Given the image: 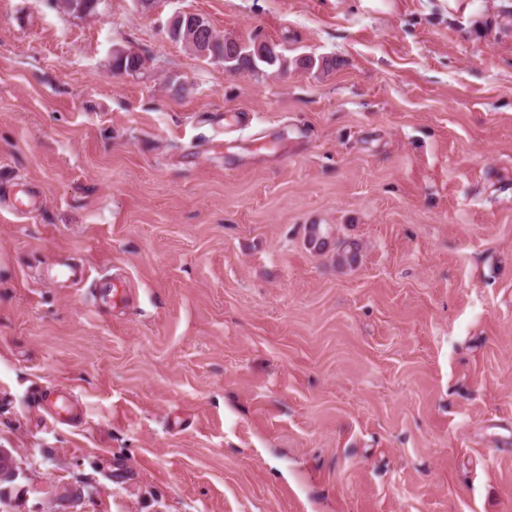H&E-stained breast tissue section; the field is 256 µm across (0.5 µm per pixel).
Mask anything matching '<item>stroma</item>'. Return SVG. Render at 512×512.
I'll return each instance as SVG.
<instances>
[{"instance_id":"1","label":"stroma","mask_w":512,"mask_h":512,"mask_svg":"<svg viewBox=\"0 0 512 512\" xmlns=\"http://www.w3.org/2000/svg\"><path fill=\"white\" fill-rule=\"evenodd\" d=\"M468 2L0 0V512H512V0ZM202 19V25L206 26V29L201 33V37L206 39V44L209 45V56L220 58L225 68L233 71L247 68L254 72L261 70V66H277L278 70L282 71L288 69V60L277 51L276 46L267 48L265 53H258L255 43L247 45L233 38H221L214 34L210 24Z\"/></svg>"}]
</instances>
